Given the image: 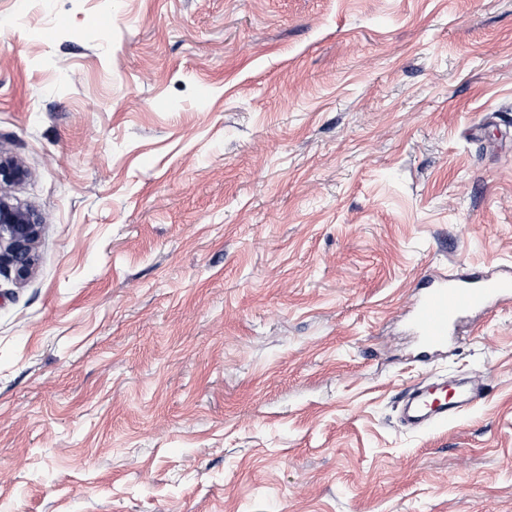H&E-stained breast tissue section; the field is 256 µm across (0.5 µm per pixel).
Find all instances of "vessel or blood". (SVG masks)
Here are the masks:
<instances>
[{
  "instance_id": "vessel-or-blood-1",
  "label": "vessel or blood",
  "mask_w": 512,
  "mask_h": 512,
  "mask_svg": "<svg viewBox=\"0 0 512 512\" xmlns=\"http://www.w3.org/2000/svg\"><path fill=\"white\" fill-rule=\"evenodd\" d=\"M512 299V276L485 275L475 282L451 276L429 279L414 300L409 321L423 347H447L464 315L486 310L492 303ZM484 391L467 381L420 383L409 390L401 408L403 423L417 432L458 421L480 403Z\"/></svg>"
}]
</instances>
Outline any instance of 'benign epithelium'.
<instances>
[{
    "label": "benign epithelium",
    "mask_w": 512,
    "mask_h": 512,
    "mask_svg": "<svg viewBox=\"0 0 512 512\" xmlns=\"http://www.w3.org/2000/svg\"><path fill=\"white\" fill-rule=\"evenodd\" d=\"M27 175L17 158L0 152V273L13 276L19 283L33 274L43 229L42 215L15 202L8 192Z\"/></svg>",
    "instance_id": "obj_1"
}]
</instances>
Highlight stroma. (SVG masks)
I'll list each match as a JSON object with an SVG mask.
<instances>
[{"label": "stroma", "mask_w": 512, "mask_h": 512, "mask_svg": "<svg viewBox=\"0 0 512 512\" xmlns=\"http://www.w3.org/2000/svg\"><path fill=\"white\" fill-rule=\"evenodd\" d=\"M0 151V512H512V303L408 321L512 267V0H0ZM27 175V169L17 158L0 152V274L13 275L19 283L33 274L43 229L42 215L15 202L8 192ZM502 299H512L511 274L485 275L472 283L452 276L430 278L412 304L409 321L423 347L442 349L464 315ZM448 387L452 394L448 399ZM484 399L483 388L468 381L428 384L409 390L401 408L402 422L417 432L451 424Z\"/></svg>", "instance_id": "35a3bbf8"}]
</instances>
